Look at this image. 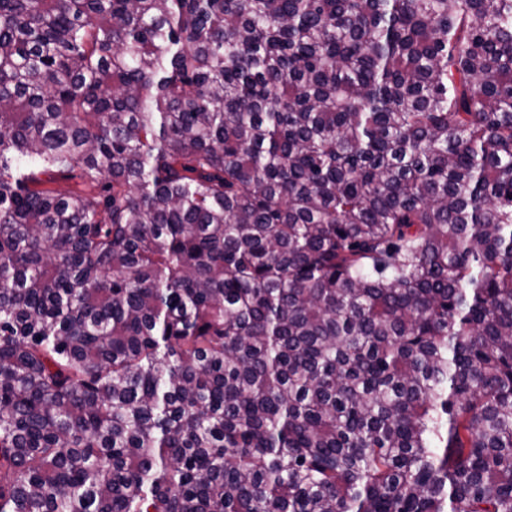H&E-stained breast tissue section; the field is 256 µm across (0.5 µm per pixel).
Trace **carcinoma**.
<instances>
[{"label":"carcinoma","instance_id":"1","mask_svg":"<svg viewBox=\"0 0 512 512\" xmlns=\"http://www.w3.org/2000/svg\"><path fill=\"white\" fill-rule=\"evenodd\" d=\"M0 512H512V0H0Z\"/></svg>","mask_w":512,"mask_h":512}]
</instances>
